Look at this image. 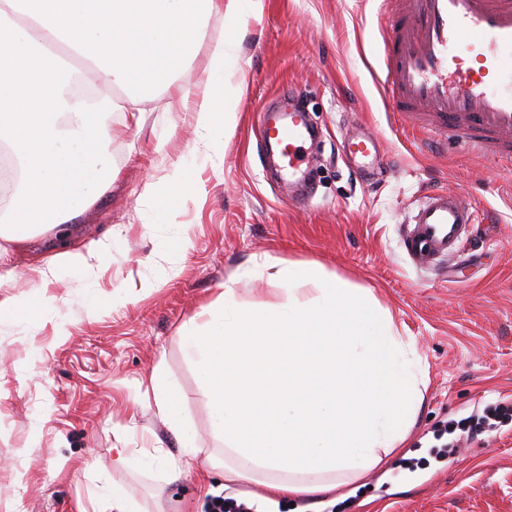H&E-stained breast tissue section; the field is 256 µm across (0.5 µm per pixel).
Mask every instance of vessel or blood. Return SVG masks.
<instances>
[{
  "mask_svg": "<svg viewBox=\"0 0 512 512\" xmlns=\"http://www.w3.org/2000/svg\"><path fill=\"white\" fill-rule=\"evenodd\" d=\"M381 82L392 111L413 136L452 141L463 151L512 164V0H383ZM287 120L265 122L289 177L305 161L312 127L297 103ZM348 156L378 162L379 142L351 138ZM477 211L449 189L422 196L401 235L416 268L437 266L457 252Z\"/></svg>",
  "mask_w": 512,
  "mask_h": 512,
  "instance_id": "1",
  "label": "vessel or blood"
}]
</instances>
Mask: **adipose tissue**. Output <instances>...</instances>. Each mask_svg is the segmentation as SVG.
<instances>
[{
    "label": "adipose tissue",
    "mask_w": 512,
    "mask_h": 512,
    "mask_svg": "<svg viewBox=\"0 0 512 512\" xmlns=\"http://www.w3.org/2000/svg\"><path fill=\"white\" fill-rule=\"evenodd\" d=\"M239 0H0V143L19 161L9 227L16 244L38 227L56 232L60 257L90 267L65 226L108 188L98 144L102 111L70 91L74 69L47 53L53 39L86 66L87 81L130 90L124 124L141 122L138 91L167 84L203 44L212 14L237 16ZM209 71L177 86V102L193 105L198 128L223 136L237 123L224 102V45ZM194 187L178 166L164 191L146 184L153 220L176 218ZM283 300L243 304L235 280L203 309L201 331L183 337L205 386L215 428L224 440L225 484L259 475L270 496L326 495L381 465L405 441L427 385L413 337L372 291L353 287L324 265L301 266L276 255L261 260ZM180 444L165 455L172 477L193 469L200 454L182 414V398L162 373L145 387Z\"/></svg>",
    "instance_id": "1"
}]
</instances>
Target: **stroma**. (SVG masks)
Returning a JSON list of instances; mask_svg holds the SVG:
<instances>
[{
	"label": "stroma",
	"mask_w": 512,
	"mask_h": 512,
	"mask_svg": "<svg viewBox=\"0 0 512 512\" xmlns=\"http://www.w3.org/2000/svg\"><path fill=\"white\" fill-rule=\"evenodd\" d=\"M377 21L373 0H264L258 15L211 16L207 44L173 79L201 75L209 42L223 39L230 83L242 93L219 149L205 154L191 105L158 88L140 104L141 128L105 140L116 178L72 223L84 245L108 240L101 263L58 266L47 282L28 256L53 254L48 235L12 251L16 275L0 283V298L46 293L57 302L31 322L0 319V512H99L116 485L144 512H204L200 470L167 477L160 454H178V442L145 403L143 384L161 371L184 398L196 445L223 456L182 336L228 279L243 303L274 301L258 268L266 254L320 262L370 289L414 336L428 383L403 447L366 472L355 495L339 489L273 507L251 482L252 512H361L368 496L377 512H512V420L489 436L467 432L488 405L512 402V169L413 141L379 80ZM287 94L320 130L308 202L263 170L262 110ZM363 133L384 149L369 170L343 152L345 139ZM178 164L193 168L195 190L173 223H153L143 187ZM444 187L481 217L452 280L440 266L412 267L401 247L417 199ZM182 237L188 248L172 250ZM118 448L130 466L114 465Z\"/></svg>",
	"instance_id": "stroma-1"
}]
</instances>
